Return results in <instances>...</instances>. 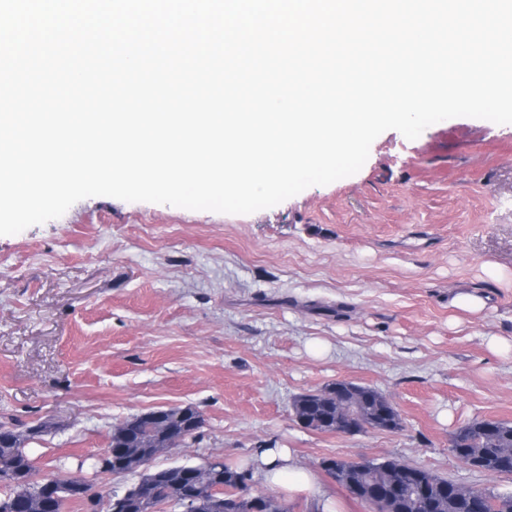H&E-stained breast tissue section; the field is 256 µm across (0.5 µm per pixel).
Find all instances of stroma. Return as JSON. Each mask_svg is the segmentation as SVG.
Returning a JSON list of instances; mask_svg holds the SVG:
<instances>
[{"label":"stroma","mask_w":512,"mask_h":512,"mask_svg":"<svg viewBox=\"0 0 512 512\" xmlns=\"http://www.w3.org/2000/svg\"><path fill=\"white\" fill-rule=\"evenodd\" d=\"M461 291L484 310L452 306ZM341 380L382 393L401 429L301 426L293 398ZM185 405L202 427L154 466L289 448L317 473L394 457L512 493L449 442L512 421V124L385 131L358 173L252 214L96 196L0 236V417L41 426L38 475L123 493L137 475L93 467L113 426Z\"/></svg>","instance_id":"1"}]
</instances>
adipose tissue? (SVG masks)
Returning a JSON list of instances; mask_svg holds the SVG:
<instances>
[{
    "label": "adipose tissue",
    "mask_w": 512,
    "mask_h": 512,
    "mask_svg": "<svg viewBox=\"0 0 512 512\" xmlns=\"http://www.w3.org/2000/svg\"><path fill=\"white\" fill-rule=\"evenodd\" d=\"M254 475L271 487L312 498L318 512H333L332 501L312 471L299 466L287 448L262 449L254 461Z\"/></svg>",
    "instance_id": "ef3b65f1"
}]
</instances>
